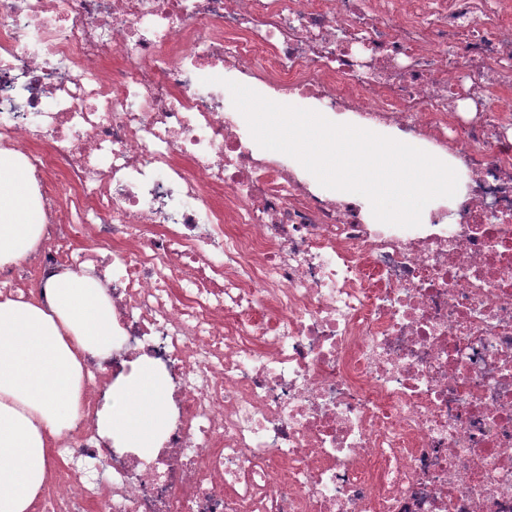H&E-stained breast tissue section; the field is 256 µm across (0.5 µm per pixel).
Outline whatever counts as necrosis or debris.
<instances>
[{"label":"necrosis or debris","mask_w":512,"mask_h":512,"mask_svg":"<svg viewBox=\"0 0 512 512\" xmlns=\"http://www.w3.org/2000/svg\"><path fill=\"white\" fill-rule=\"evenodd\" d=\"M227 79L463 191L371 223L246 139ZM0 154L44 216L0 293L74 272L118 326L34 512H512V0H0ZM141 359L149 458L95 424Z\"/></svg>","instance_id":"1"}]
</instances>
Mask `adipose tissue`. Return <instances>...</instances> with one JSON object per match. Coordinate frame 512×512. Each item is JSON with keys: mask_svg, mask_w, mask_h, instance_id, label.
<instances>
[{"mask_svg": "<svg viewBox=\"0 0 512 512\" xmlns=\"http://www.w3.org/2000/svg\"><path fill=\"white\" fill-rule=\"evenodd\" d=\"M31 195L28 166L0 155V264L38 245L43 214ZM47 288L43 304L0 295V512H32L51 444L82 412V360L112 347V307L98 283L66 273ZM109 393L99 432L152 456L169 423L163 377L142 360Z\"/></svg>", "mask_w": 512, "mask_h": 512, "instance_id": "1", "label": "adipose tissue"}]
</instances>
